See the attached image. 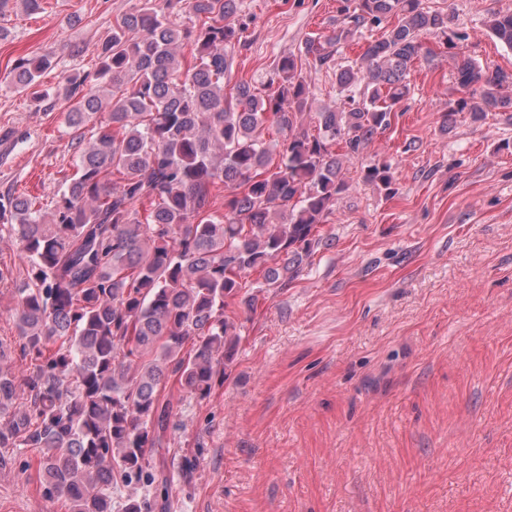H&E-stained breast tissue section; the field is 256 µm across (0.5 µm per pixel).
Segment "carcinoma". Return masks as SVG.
Instances as JSON below:
<instances>
[{"mask_svg": "<svg viewBox=\"0 0 512 512\" xmlns=\"http://www.w3.org/2000/svg\"><path fill=\"white\" fill-rule=\"evenodd\" d=\"M354 2L324 40L306 39L314 68L364 24L397 23L336 64L339 104L312 112L293 54L260 88L224 86L245 30L230 21L239 0H186L185 25L171 20L173 0H136L96 46L92 78L66 79V123L93 134L72 143L76 169L52 207L0 195V220L26 262L22 277L0 266L18 331V346L0 342V448L38 451L40 483L69 512H112V488L153 487L146 454L172 416L162 384L172 377L199 399L224 384L240 339L229 303L254 308L311 258L318 227L349 189L342 158L391 128L411 96V66L432 58L420 36L457 48L451 17L423 0ZM41 5L0 0V16ZM487 25L512 49V12ZM52 68L49 53L21 58L11 82L43 102L50 93L36 87ZM456 70L462 96L443 129L460 112L512 109V73L470 57ZM269 130L283 139H266ZM363 179L393 193L389 163L366 167ZM221 187L233 194L219 210ZM250 272L262 280L243 295Z\"/></svg>", "mask_w": 512, "mask_h": 512, "instance_id": "cac0c4a2", "label": "carcinoma"}]
</instances>
